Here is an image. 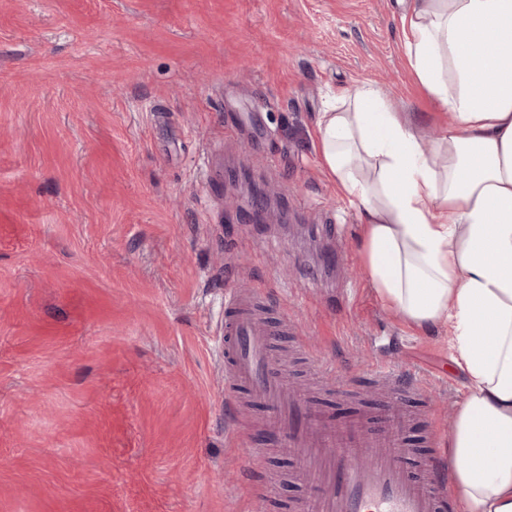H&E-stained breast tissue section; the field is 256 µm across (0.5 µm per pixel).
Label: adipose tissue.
I'll return each instance as SVG.
<instances>
[{
    "label": "adipose tissue",
    "mask_w": 512,
    "mask_h": 512,
    "mask_svg": "<svg viewBox=\"0 0 512 512\" xmlns=\"http://www.w3.org/2000/svg\"><path fill=\"white\" fill-rule=\"evenodd\" d=\"M402 21L449 117L434 152L371 81L329 99L314 135L381 302L446 331L466 378L448 441L462 512H512V0H408Z\"/></svg>",
    "instance_id": "1"
}]
</instances>
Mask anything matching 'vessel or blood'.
Returning a JSON list of instances; mask_svg holds the SVG:
<instances>
[{"label":"vessel or blood","mask_w":512,"mask_h":512,"mask_svg":"<svg viewBox=\"0 0 512 512\" xmlns=\"http://www.w3.org/2000/svg\"><path fill=\"white\" fill-rule=\"evenodd\" d=\"M262 304L259 290L225 293L224 375L264 403L269 432L301 463L310 486L301 512H448L447 457L431 458L426 478L411 477L400 460L403 417L394 406L375 429L362 419L326 426L276 366L277 329Z\"/></svg>","instance_id":"obj_1"}]
</instances>
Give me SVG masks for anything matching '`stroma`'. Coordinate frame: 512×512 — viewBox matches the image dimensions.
Wrapping results in <instances>:
<instances>
[{"mask_svg":"<svg viewBox=\"0 0 512 512\" xmlns=\"http://www.w3.org/2000/svg\"><path fill=\"white\" fill-rule=\"evenodd\" d=\"M404 9L0 0V512H252L271 479L266 512L300 504L264 405L224 378L234 288L287 318L275 351L314 413L374 423L398 402L418 478L447 447L465 379L379 300L314 140L327 90L366 80L424 140L447 127L408 65Z\"/></svg>","mask_w":512,"mask_h":512,"instance_id":"1","label":"stroma"}]
</instances>
